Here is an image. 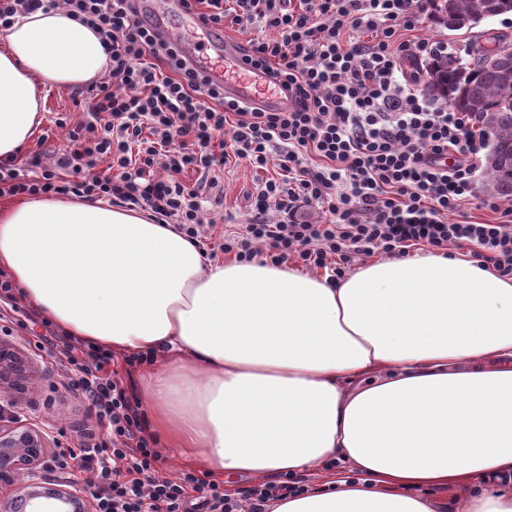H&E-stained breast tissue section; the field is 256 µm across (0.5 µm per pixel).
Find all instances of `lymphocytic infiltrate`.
Returning <instances> with one entry per match:
<instances>
[{
  "label": "lymphocytic infiltrate",
  "mask_w": 512,
  "mask_h": 512,
  "mask_svg": "<svg viewBox=\"0 0 512 512\" xmlns=\"http://www.w3.org/2000/svg\"><path fill=\"white\" fill-rule=\"evenodd\" d=\"M185 2L217 29L229 18L275 30V39H251L245 57L272 71L293 108L269 112L225 98L191 68L177 41L140 18V0H0V32L16 16L59 6L97 31L112 61L108 79L81 91L82 120L71 127L56 118L66 149L46 164L33 159L26 172L1 163L0 196L139 208L207 251L214 172L236 160L279 171L257 185L249 222L223 235L224 252L236 260L294 261L324 270L333 283L362 256L455 246L512 278V209L489 196L481 205L498 222L460 213L474 195L485 147L475 116L435 108L419 74L402 67L448 51L447 42L407 37L432 14L434 0H234L230 11L224 0ZM188 168L205 181L185 185ZM308 208L317 220L304 217ZM110 360L95 348L69 356L67 386L94 411L97 428L78 447L56 446L48 462L86 481L95 512H271L274 501L305 492L297 477L234 496L191 473L157 476L156 441Z\"/></svg>",
  "instance_id": "lymphocytic-infiltrate-1"
}]
</instances>
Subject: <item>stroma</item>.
Masks as SVG:
<instances>
[{
	"label": "stroma",
	"instance_id": "35a3bbf8",
	"mask_svg": "<svg viewBox=\"0 0 512 512\" xmlns=\"http://www.w3.org/2000/svg\"><path fill=\"white\" fill-rule=\"evenodd\" d=\"M504 33L512 37V14L482 20L470 30L448 31L427 20L414 30L417 38L444 40L454 46L458 55H465L469 45L484 41L488 34ZM74 89L50 88L46 91V111L40 128L29 146L21 153L29 158L39 149L62 147L64 136L54 124L57 114L75 113ZM259 172L242 163H230L224 168V223L228 226L248 222ZM17 315L20 326L14 327L9 338L28 362L31 376L23 389L0 391V405L14 412L15 424L43 431L48 438L64 433L67 442L76 444L85 429L94 427L95 418L83 398L66 388V360L63 355L69 340L46 317L30 309L23 300L0 301V315ZM56 387V402L44 407L48 387Z\"/></svg>",
	"mask_w": 512,
	"mask_h": 512
}]
</instances>
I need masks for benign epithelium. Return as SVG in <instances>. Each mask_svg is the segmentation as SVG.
I'll return each mask as SVG.
<instances>
[{
  "label": "benign epithelium",
  "instance_id": "obj_1",
  "mask_svg": "<svg viewBox=\"0 0 512 512\" xmlns=\"http://www.w3.org/2000/svg\"><path fill=\"white\" fill-rule=\"evenodd\" d=\"M25 369L15 348L0 341V385L9 372L22 374ZM50 452L41 431L5 424L4 410L0 408V512H90L89 502L80 489L40 481V466ZM21 471L27 474L21 486L1 482Z\"/></svg>",
  "mask_w": 512,
  "mask_h": 512
}]
</instances>
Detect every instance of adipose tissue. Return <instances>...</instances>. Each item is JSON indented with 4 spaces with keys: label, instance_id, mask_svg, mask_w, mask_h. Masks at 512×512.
I'll use <instances>...</instances> for the list:
<instances>
[{
    "label": "adipose tissue",
    "instance_id": "ef3b65f1",
    "mask_svg": "<svg viewBox=\"0 0 512 512\" xmlns=\"http://www.w3.org/2000/svg\"><path fill=\"white\" fill-rule=\"evenodd\" d=\"M97 32L54 8L0 37V160L43 120L44 88L108 74ZM0 268L67 336L144 354L139 383L180 464L273 478L340 463L335 489L273 512H512V279L449 254L358 266L336 283L209 260L173 224L39 198L0 217Z\"/></svg>",
    "mask_w": 512,
    "mask_h": 512
}]
</instances>
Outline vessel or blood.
Instances as JSON below:
<instances>
[{"instance_id":"b4317fda","label":"vessel or blood","mask_w":512,"mask_h":512,"mask_svg":"<svg viewBox=\"0 0 512 512\" xmlns=\"http://www.w3.org/2000/svg\"><path fill=\"white\" fill-rule=\"evenodd\" d=\"M142 7L163 34L170 36L180 29L191 33L206 48V55L192 51L188 57L210 83L223 88L225 95L278 111L291 107V98L274 87L268 70L247 64L235 39L202 25L197 14L188 11L182 0H142Z\"/></svg>"}]
</instances>
